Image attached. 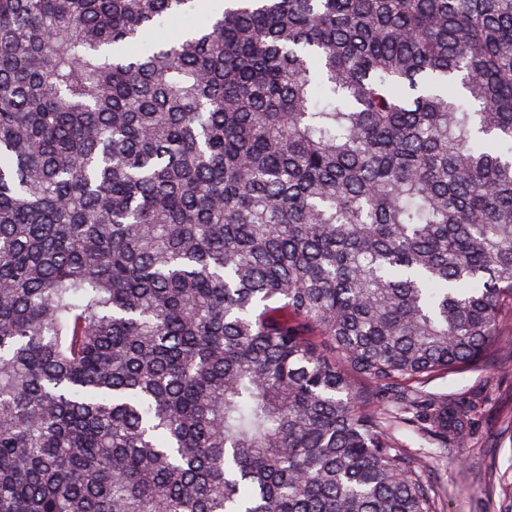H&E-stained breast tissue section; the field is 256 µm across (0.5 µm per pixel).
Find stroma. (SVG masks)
Segmentation results:
<instances>
[{"label": "stroma", "instance_id": "obj_1", "mask_svg": "<svg viewBox=\"0 0 512 512\" xmlns=\"http://www.w3.org/2000/svg\"><path fill=\"white\" fill-rule=\"evenodd\" d=\"M423 391L479 404L461 446L442 448L407 429L397 433L406 451L424 462L440 512H512V351L480 370L439 376ZM458 455L465 466L454 464Z\"/></svg>", "mask_w": 512, "mask_h": 512}]
</instances>
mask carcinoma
<instances>
[{
    "label": "carcinoma",
    "mask_w": 512,
    "mask_h": 512,
    "mask_svg": "<svg viewBox=\"0 0 512 512\" xmlns=\"http://www.w3.org/2000/svg\"><path fill=\"white\" fill-rule=\"evenodd\" d=\"M199 5L0 0V512H439L394 430L506 346L512 0L126 53Z\"/></svg>",
    "instance_id": "carcinoma-1"
}]
</instances>
